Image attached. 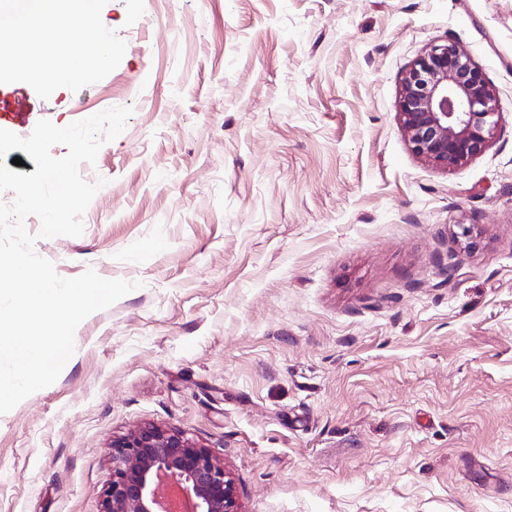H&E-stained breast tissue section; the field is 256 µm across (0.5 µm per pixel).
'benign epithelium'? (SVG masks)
Masks as SVG:
<instances>
[{
	"label": "benign epithelium",
	"instance_id": "benign-epithelium-1",
	"mask_svg": "<svg viewBox=\"0 0 512 512\" xmlns=\"http://www.w3.org/2000/svg\"><path fill=\"white\" fill-rule=\"evenodd\" d=\"M396 115L411 152L450 170L487 150L502 112L486 73L448 39L431 45L405 71ZM168 483L191 503L190 512H241L224 462L180 432L151 424L112 442L102 512H164L158 490Z\"/></svg>",
	"mask_w": 512,
	"mask_h": 512
}]
</instances>
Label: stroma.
Masks as SVG:
<instances>
[{"label": "stroma", "mask_w": 512, "mask_h": 512, "mask_svg": "<svg viewBox=\"0 0 512 512\" xmlns=\"http://www.w3.org/2000/svg\"><path fill=\"white\" fill-rule=\"evenodd\" d=\"M94 24L107 67L0 72V98L60 128L131 108L82 235L27 229L60 276L136 288L0 414V512H102L144 424L222 459L241 512H512V0H97ZM447 39L502 119L444 171L396 112Z\"/></svg>", "instance_id": "stroma-1"}]
</instances>
